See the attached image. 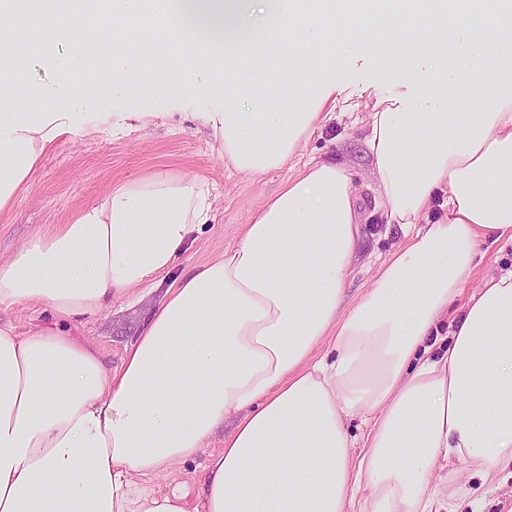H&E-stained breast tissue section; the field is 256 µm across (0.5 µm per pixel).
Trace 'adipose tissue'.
<instances>
[{
    "instance_id": "adipose-tissue-1",
    "label": "adipose tissue",
    "mask_w": 512,
    "mask_h": 512,
    "mask_svg": "<svg viewBox=\"0 0 512 512\" xmlns=\"http://www.w3.org/2000/svg\"><path fill=\"white\" fill-rule=\"evenodd\" d=\"M75 2L114 25L35 42L49 80L0 52V95L24 104L0 107V220L63 136L150 123L109 111L74 66L127 21L146 36L109 71L113 94L138 88L156 33L176 30L200 53L153 91L203 94L224 74L223 111L193 118L225 165L294 174L235 244L166 290L116 370L71 327L171 270L210 220L211 182L153 171L112 183L0 259V313L52 319L24 334L0 320V512H456L468 490L436 484L437 470L511 467L512 269L475 273L482 243L512 244V0ZM330 10L344 32L323 22ZM365 13L377 17L365 46L394 95L311 64ZM271 44L293 61L288 112L254 97L266 69H228ZM340 104L367 111L374 211L403 235L352 303L363 197L345 165L303 157ZM220 431L196 501L146 485Z\"/></svg>"
}]
</instances>
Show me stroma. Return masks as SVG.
Instances as JSON below:
<instances>
[{
  "mask_svg": "<svg viewBox=\"0 0 512 512\" xmlns=\"http://www.w3.org/2000/svg\"><path fill=\"white\" fill-rule=\"evenodd\" d=\"M365 47L354 42L343 47V61L336 69L338 81L377 84L389 91L390 78L364 59ZM224 84L216 82L205 94H185L176 100L151 92L141 85L134 98L116 97V112H153L157 118L128 136L67 135L46 153L28 187L19 195L9 219L0 222V258L18 250L39 230L66 223L78 205L93 199L115 181L142 176L155 170L200 175L212 182L218 194L210 224L195 233L180 256L176 273L198 268L234 244L248 215L275 193L288 179V169L261 176L233 172L224 164V153L208 131L197 129L190 115L223 108ZM366 123L351 114L340 115L336 123L309 140L305 158H331L346 165L355 187L363 189L365 208H373L370 157L365 146ZM402 239L399 229H386L375 221L364 226L358 259L348 285L349 300H357L369 288L379 265ZM164 295L155 289L136 308L104 311L82 326L79 333L101 350L112 367H119L125 347L137 336L150 308ZM470 482L475 489L471 500L462 502L459 512H512V474L502 473L491 484H483L464 464H454L449 485Z\"/></svg>",
  "mask_w": 512,
  "mask_h": 512,
  "instance_id": "obj_1",
  "label": "stroma"
}]
</instances>
